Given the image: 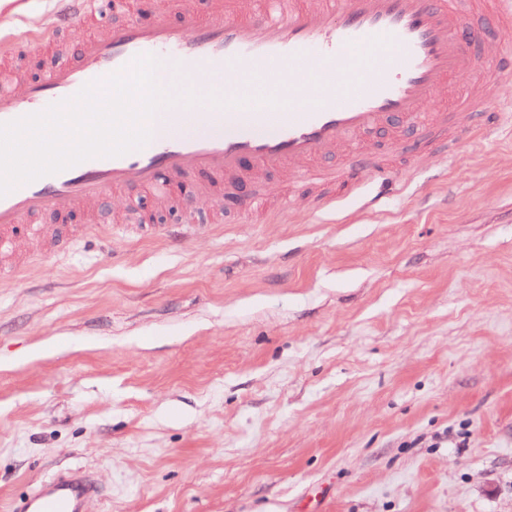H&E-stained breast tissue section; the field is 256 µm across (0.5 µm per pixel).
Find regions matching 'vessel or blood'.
<instances>
[{"label":"vessel or blood","mask_w":512,"mask_h":512,"mask_svg":"<svg viewBox=\"0 0 512 512\" xmlns=\"http://www.w3.org/2000/svg\"><path fill=\"white\" fill-rule=\"evenodd\" d=\"M99 4L67 0L51 32L84 24ZM498 31L512 32V0H251L246 9L188 8L177 22L159 13L146 23L113 24L106 36L84 39L71 60L50 67L25 94L0 83V123L43 112L150 54L164 62L171 88L199 95L188 108L192 128L0 196V258L16 255L15 231L29 216L95 207L116 189L160 192L168 179L189 174L240 219L256 211L259 199L236 186L258 173L291 172L300 190L364 177L386 195L394 187L389 160L407 149L400 128L420 125L425 144L454 147L476 133V118L498 111L490 95L455 83L464 73L491 79L512 62L494 37ZM227 73L234 80L225 97L272 94L287 103L288 115L254 103H208V89ZM442 88L447 102L431 110ZM383 130L390 133L383 144L368 143ZM339 150L347 153L342 172L319 168L320 159ZM101 492L93 472L71 469L41 485L17 512H87Z\"/></svg>","instance_id":"b4317fda"}]
</instances>
